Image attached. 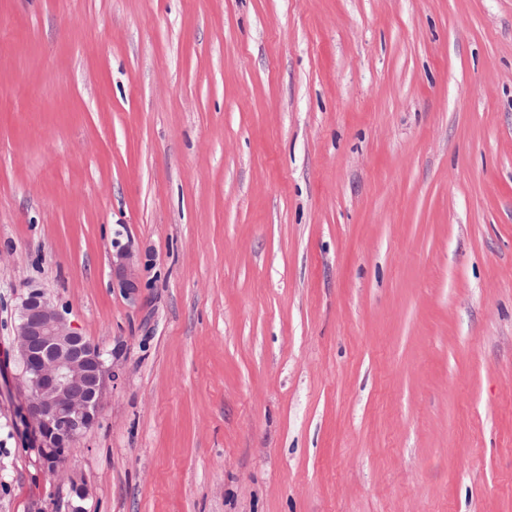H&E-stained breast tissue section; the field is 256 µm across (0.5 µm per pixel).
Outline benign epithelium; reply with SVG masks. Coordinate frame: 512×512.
<instances>
[{"label":"benign epithelium","instance_id":"obj_1","mask_svg":"<svg viewBox=\"0 0 512 512\" xmlns=\"http://www.w3.org/2000/svg\"><path fill=\"white\" fill-rule=\"evenodd\" d=\"M139 257L116 241L113 286L131 295L138 288ZM15 337L29 416L38 424L51 467L65 458L96 421L114 363L67 320L47 293L32 287L22 297Z\"/></svg>","mask_w":512,"mask_h":512}]
</instances>
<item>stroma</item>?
Listing matches in <instances>:
<instances>
[{
  "label": "stroma",
  "instance_id": "stroma-1",
  "mask_svg": "<svg viewBox=\"0 0 512 512\" xmlns=\"http://www.w3.org/2000/svg\"><path fill=\"white\" fill-rule=\"evenodd\" d=\"M32 286L120 372L56 472ZM76 486L512 512V0H0V512ZM139 257L126 245L115 241L112 251L113 288H120L125 295L134 294L138 288Z\"/></svg>",
  "mask_w": 512,
  "mask_h": 512
}]
</instances>
